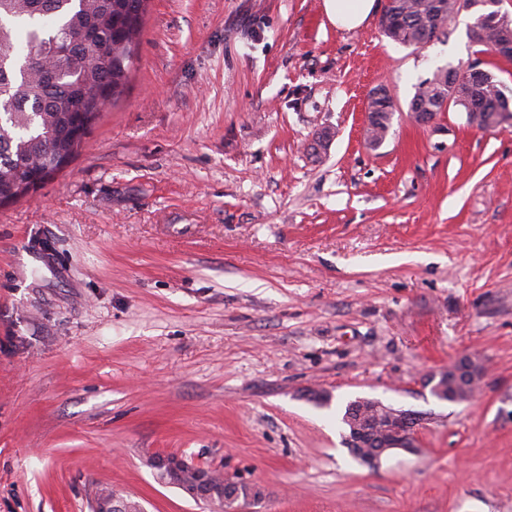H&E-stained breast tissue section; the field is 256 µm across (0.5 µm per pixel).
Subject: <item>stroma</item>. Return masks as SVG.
<instances>
[{
	"mask_svg": "<svg viewBox=\"0 0 512 512\" xmlns=\"http://www.w3.org/2000/svg\"><path fill=\"white\" fill-rule=\"evenodd\" d=\"M378 20L150 0L123 94L0 206V512H91L101 486L221 512L161 482L157 452L260 488L248 512H512V126L408 116L436 67L481 61L512 93V62L466 10L421 49ZM462 357L479 392L438 400L426 376ZM358 398L426 417L415 451L357 462Z\"/></svg>",
	"mask_w": 512,
	"mask_h": 512,
	"instance_id": "stroma-1",
	"label": "stroma"
}]
</instances>
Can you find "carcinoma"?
I'll return each mask as SVG.
<instances>
[{
    "instance_id": "obj_1",
    "label": "carcinoma",
    "mask_w": 512,
    "mask_h": 512,
    "mask_svg": "<svg viewBox=\"0 0 512 512\" xmlns=\"http://www.w3.org/2000/svg\"><path fill=\"white\" fill-rule=\"evenodd\" d=\"M148 0H0V205L26 196L62 170L78 152L105 108L124 92L139 44ZM470 28L485 29L479 44L512 39V19L486 27L488 0H472ZM432 4L399 0L394 42H407L430 24ZM440 71L410 101L442 111ZM494 79L468 84L481 112L467 121L481 128L498 112ZM394 112H381L367 141L379 148ZM371 401L347 404L342 422L352 432Z\"/></svg>"
}]
</instances>
